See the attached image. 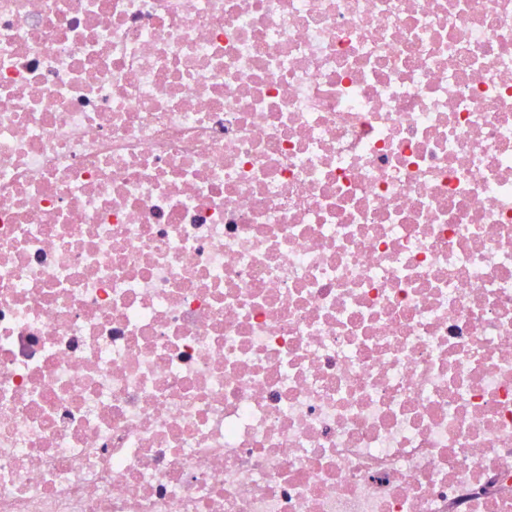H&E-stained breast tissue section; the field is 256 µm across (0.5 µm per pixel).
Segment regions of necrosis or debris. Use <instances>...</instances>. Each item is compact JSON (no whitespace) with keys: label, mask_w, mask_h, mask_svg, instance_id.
I'll use <instances>...</instances> for the list:
<instances>
[{"label":"necrosis or debris","mask_w":512,"mask_h":512,"mask_svg":"<svg viewBox=\"0 0 512 512\" xmlns=\"http://www.w3.org/2000/svg\"><path fill=\"white\" fill-rule=\"evenodd\" d=\"M0 512H512V0H0Z\"/></svg>","instance_id":"obj_1"}]
</instances>
